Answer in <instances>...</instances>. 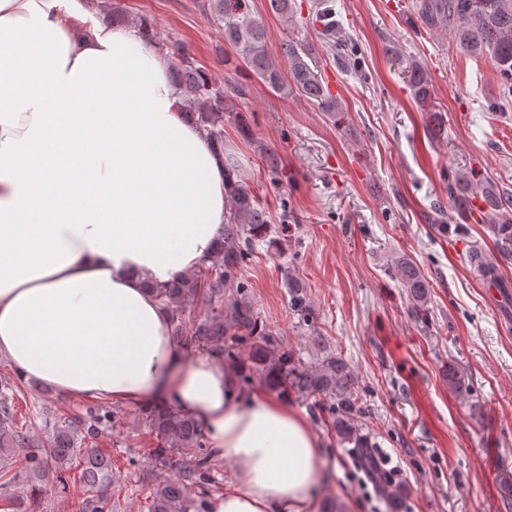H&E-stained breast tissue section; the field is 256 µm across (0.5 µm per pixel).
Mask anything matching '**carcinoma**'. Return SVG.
<instances>
[{
  "label": "carcinoma",
  "mask_w": 512,
  "mask_h": 512,
  "mask_svg": "<svg viewBox=\"0 0 512 512\" xmlns=\"http://www.w3.org/2000/svg\"><path fill=\"white\" fill-rule=\"evenodd\" d=\"M247 2L213 0L214 12L224 22V41L235 50L234 58L227 57L224 63L247 70L274 93L296 91L313 103L336 110V101L326 94L308 48L303 41L288 36L279 45V53L289 64V79H284L268 46L265 26L250 13ZM416 8L426 26L453 33L458 46L468 53L490 56L501 77L512 82V0H419ZM408 74L416 101L428 108L431 93L425 70L411 64ZM171 76L186 113L214 146L224 148V88L216 86L184 52L178 54ZM463 182L462 177L448 184V195L456 201L461 215H472L470 200L480 199L484 214L494 217V232L512 242V195H502L495 186L477 182L467 185L470 195L465 199L461 197ZM227 194L229 212L217 251L181 280L153 289L169 312L172 336L223 361L237 360V346L248 349L250 366L240 372L244 384L258 380L281 396L292 393L327 416L391 512H398L403 500L401 488L383 468L377 441L361 433L363 407L354 395L352 375L344 362L328 354L315 366L304 365L260 324L252 304L243 297L238 270L252 253L255 241L266 237L268 219L233 164L228 167ZM398 274L411 296L418 300L424 297L427 284L418 269L403 262ZM203 299L209 302V311L190 318L192 309ZM20 393L13 380L0 377V497L16 482L26 483L33 491L40 489L46 472L52 469L62 490H78L75 512H112V457L94 447L102 427L111 419V411L92 407L79 419H46L42 436L37 438L16 419L15 400ZM140 419L160 438V447L153 451L150 512H205L213 455L199 423L164 405L142 408ZM172 466L177 467L175 475H162V470ZM194 489L198 495L192 498Z\"/></svg>",
  "instance_id": "carcinoma-1"
}]
</instances>
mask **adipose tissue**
<instances>
[{
  "mask_svg": "<svg viewBox=\"0 0 512 512\" xmlns=\"http://www.w3.org/2000/svg\"><path fill=\"white\" fill-rule=\"evenodd\" d=\"M225 171L137 28L0 0V359L85 400L172 399L234 462L209 512H307L308 421L186 355L154 295L216 251Z\"/></svg>",
  "mask_w": 512,
  "mask_h": 512,
  "instance_id": "ef3b65f1",
  "label": "adipose tissue"
}]
</instances>
